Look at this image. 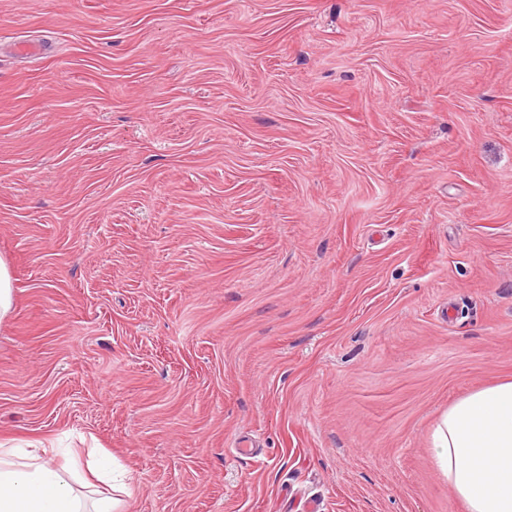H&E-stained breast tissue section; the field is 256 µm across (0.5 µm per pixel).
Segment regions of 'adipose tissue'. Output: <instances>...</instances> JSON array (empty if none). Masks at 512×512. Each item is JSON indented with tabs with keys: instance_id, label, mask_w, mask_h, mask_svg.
Segmentation results:
<instances>
[{
	"instance_id": "1",
	"label": "adipose tissue",
	"mask_w": 512,
	"mask_h": 512,
	"mask_svg": "<svg viewBox=\"0 0 512 512\" xmlns=\"http://www.w3.org/2000/svg\"><path fill=\"white\" fill-rule=\"evenodd\" d=\"M434 461L466 512H512V379L449 405L432 430ZM78 461L58 470L38 450L0 448V512H115L109 495L86 502Z\"/></svg>"
}]
</instances>
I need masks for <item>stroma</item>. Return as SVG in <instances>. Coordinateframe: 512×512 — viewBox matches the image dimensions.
Segmentation results:
<instances>
[{"instance_id": "stroma-1", "label": "stroma", "mask_w": 512, "mask_h": 512, "mask_svg": "<svg viewBox=\"0 0 512 512\" xmlns=\"http://www.w3.org/2000/svg\"><path fill=\"white\" fill-rule=\"evenodd\" d=\"M0 259V441L95 438L123 512H465L512 0H0ZM13 307L12 279L5 261L0 259V320L6 318Z\"/></svg>"}]
</instances>
